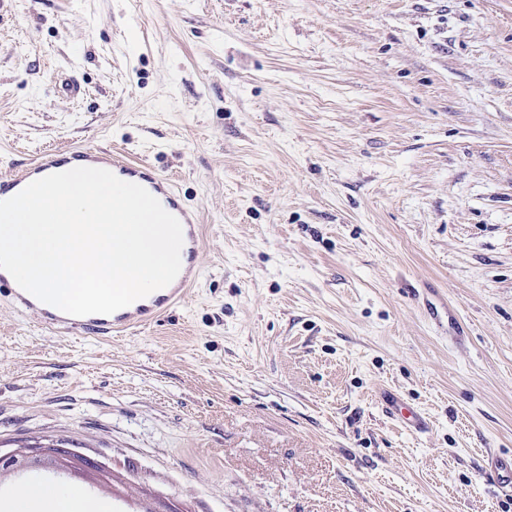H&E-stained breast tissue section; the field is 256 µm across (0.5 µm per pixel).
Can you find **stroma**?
<instances>
[{
	"instance_id": "1",
	"label": "stroma",
	"mask_w": 512,
	"mask_h": 512,
	"mask_svg": "<svg viewBox=\"0 0 512 512\" xmlns=\"http://www.w3.org/2000/svg\"><path fill=\"white\" fill-rule=\"evenodd\" d=\"M65 146L173 176L202 275L112 338L0 299V448L78 454L0 494L43 477L112 512H512L481 469L512 456V0H6L0 172ZM385 401V412L390 418L398 421L406 428L410 427L414 432L421 433L427 428L424 418L415 410L400 404L394 396H388Z\"/></svg>"
}]
</instances>
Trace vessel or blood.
I'll use <instances>...</instances> for the list:
<instances>
[{
	"mask_svg": "<svg viewBox=\"0 0 512 512\" xmlns=\"http://www.w3.org/2000/svg\"><path fill=\"white\" fill-rule=\"evenodd\" d=\"M80 167H107L120 178H130L156 197L163 208L177 217L183 228L181 254L184 262L177 278L167 287L156 290L112 314L73 316L57 311L22 290L12 276L0 270V294L9 297L22 313L32 315L43 324L70 334L83 333L98 337L119 335L156 322L186 297L201 276L199 256L203 246V226L196 207L185 202L173 178L155 168L146 159L123 148L106 152L96 148H71L55 151L18 171L0 176V200L18 194L32 179L53 173L68 164ZM385 411L390 417L414 432H423L427 424L415 410L387 397ZM483 470L495 480L501 493L512 496V457L487 455Z\"/></svg>",
	"mask_w": 512,
	"mask_h": 512,
	"instance_id": "b4317fda",
	"label": "vessel or blood"
}]
</instances>
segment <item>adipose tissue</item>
Masks as SVG:
<instances>
[{
  "label": "adipose tissue",
  "instance_id": "adipose-tissue-1",
  "mask_svg": "<svg viewBox=\"0 0 512 512\" xmlns=\"http://www.w3.org/2000/svg\"><path fill=\"white\" fill-rule=\"evenodd\" d=\"M0 512H111V507L81 486L32 480L1 498Z\"/></svg>",
  "mask_w": 512,
  "mask_h": 512
}]
</instances>
